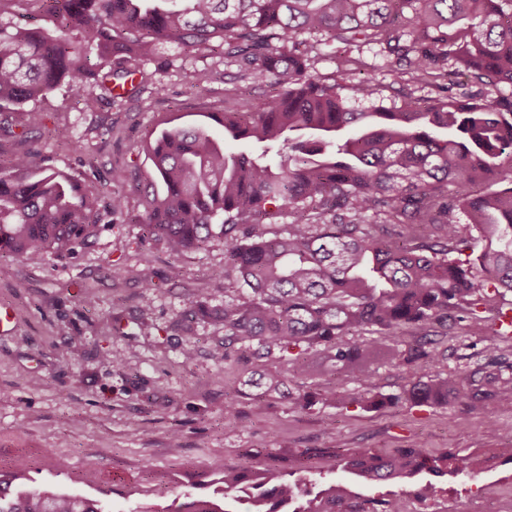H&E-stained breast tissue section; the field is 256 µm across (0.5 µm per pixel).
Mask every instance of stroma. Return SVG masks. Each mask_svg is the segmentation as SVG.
I'll return each mask as SVG.
<instances>
[{"label":"stroma","mask_w":512,"mask_h":512,"mask_svg":"<svg viewBox=\"0 0 512 512\" xmlns=\"http://www.w3.org/2000/svg\"><path fill=\"white\" fill-rule=\"evenodd\" d=\"M159 56L170 67L148 63L156 85L120 102L100 90L88 103L62 89L49 92L36 104L44 125L22 142L0 136V155L31 152L88 188L103 183L124 192L135 208L133 180L150 168L136 146L162 122L208 123V114L244 101L260 108L269 100V91L250 87L220 53L165 49ZM359 58L363 77L387 102L406 92L431 99L430 90L391 72L377 47L362 48ZM74 140L84 153L71 150ZM146 264L154 273L151 288L131 275ZM223 265V242L175 255L164 241L143 237L140 225L112 215L73 252L36 264L0 258V305L16 315L13 330L0 334V468L17 473L16 489L36 484L101 499L112 512H175L186 496L210 495L198 482L201 473L222 462L243 463L244 450L272 466L288 452L313 448L310 471L334 480L327 451L336 446L380 453L420 446L483 461L476 479L437 478L440 497L423 501L425 512H471L474 500L496 498L512 484V398L492 399L473 412L404 401L299 409L284 399L258 409L241 397L239 426L225 427L224 404L246 358L225 353L221 327L193 319L187 326L197 336L196 353L184 361L180 332L172 327L197 294H208L210 308H223L224 281L215 275ZM470 343L462 328H453L437 339L438 363L379 367L367 390L397 394L428 372L464 382L488 356L512 354L510 339L482 337L473 357ZM489 417L497 426L492 436L484 433ZM61 456L68 470L54 466ZM88 469L97 474L91 484L82 480Z\"/></svg>","instance_id":"stroma-1"}]
</instances>
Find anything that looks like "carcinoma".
<instances>
[{"label":"carcinoma","instance_id":"carcinoma-1","mask_svg":"<svg viewBox=\"0 0 512 512\" xmlns=\"http://www.w3.org/2000/svg\"><path fill=\"white\" fill-rule=\"evenodd\" d=\"M0 0V132L25 139L44 113L13 112L64 88L93 100L129 82H153L143 63L160 46L204 53L218 47L240 78L272 91L267 106L244 102L208 126L165 127L147 144L151 171L137 180L142 209L100 193L27 151L0 162V256L40 262L70 252L112 212L180 254L224 243L216 276L224 308L203 301L184 317L224 328V350L255 360L236 392L262 404L288 396L309 408L338 392L293 395L287 382L326 352L345 383L367 386L379 360L435 363L428 337L448 322L468 335H499L500 303L512 293V94L442 96L422 106L358 107L335 78L311 72L319 45L347 53L377 45L394 71L421 89L445 90L448 74L512 87V0H34L21 23ZM244 141L251 153L231 152ZM291 218L282 228L275 217ZM470 251L467 258L460 255ZM370 333L372 340L361 335ZM401 336L416 340L405 344ZM509 370L510 374L503 373ZM512 396V364L497 363L465 388L425 374L398 395L413 404L456 402L476 411ZM352 490L319 478L290 480L254 465L215 468L219 490L176 512H401L363 488L418 483L427 473L470 479L477 463L422 448L391 454L337 452ZM0 512H101L83 497L33 490L0 497Z\"/></svg>","mask_w":512,"mask_h":512}]
</instances>
